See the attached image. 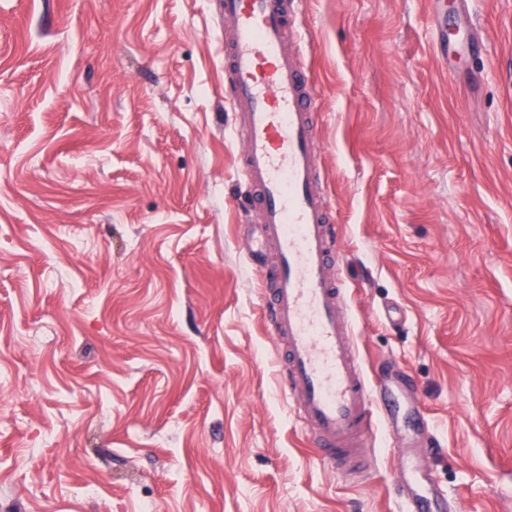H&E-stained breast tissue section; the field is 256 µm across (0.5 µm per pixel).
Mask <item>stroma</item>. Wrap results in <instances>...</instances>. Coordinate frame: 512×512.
<instances>
[{"label": "stroma", "mask_w": 512, "mask_h": 512, "mask_svg": "<svg viewBox=\"0 0 512 512\" xmlns=\"http://www.w3.org/2000/svg\"><path fill=\"white\" fill-rule=\"evenodd\" d=\"M366 477L279 383L216 0H0V512H512V0L446 73L424 0H299ZM405 468L413 471L400 493L403 508L408 512H445L447 497L424 474L415 469L408 460Z\"/></svg>", "instance_id": "35a3bbf8"}]
</instances>
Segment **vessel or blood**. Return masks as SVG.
<instances>
[{
  "mask_svg": "<svg viewBox=\"0 0 512 512\" xmlns=\"http://www.w3.org/2000/svg\"><path fill=\"white\" fill-rule=\"evenodd\" d=\"M469 2L453 0L448 12L431 13L444 58L477 47ZM295 9V0H220L228 97L244 141L239 167L261 228L249 250L267 286L268 327L282 347V388L298 397V416L318 454L356 476L370 463L367 438L396 406L389 394L372 401L341 318L343 289L332 274L339 249L317 184L314 81L301 53L285 46ZM400 498L406 512L448 508L442 490L418 470Z\"/></svg>",
  "mask_w": 512,
  "mask_h": 512,
  "instance_id": "vessel-or-blood-1",
  "label": "vessel or blood"
}]
</instances>
